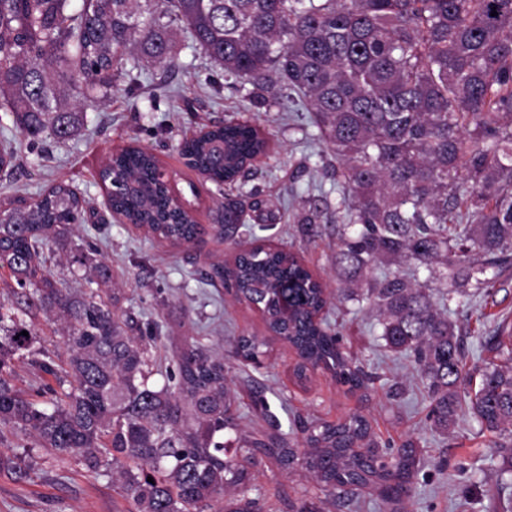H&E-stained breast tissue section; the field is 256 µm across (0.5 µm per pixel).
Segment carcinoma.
Wrapping results in <instances>:
<instances>
[{
  "label": "carcinoma",
  "mask_w": 512,
  "mask_h": 512,
  "mask_svg": "<svg viewBox=\"0 0 512 512\" xmlns=\"http://www.w3.org/2000/svg\"><path fill=\"white\" fill-rule=\"evenodd\" d=\"M182 31L226 72L266 89L281 81L306 102L314 137L336 158V212L355 226L336 243L337 275L357 288L379 262L414 261L411 272L370 280L355 298L377 309L386 347L413 356L432 427L448 431L467 407L498 435L502 471L511 473L512 346L486 338L501 363L464 388L472 374L450 314L458 288L491 287L512 253V0H0V110L30 139L71 140L84 126V101L109 99L135 71L171 69ZM269 148L265 134L237 121L185 140L182 155L224 184ZM14 161L12 142L0 141V170ZM157 169L135 146L111 155L101 172L109 206L152 237L184 245L197 222ZM86 204L59 182L0 205V280L18 287L13 306L0 304V426L96 473L112 466L131 512H210L219 502L220 512H262L249 496L258 453L301 465L330 491L371 486L404 512L414 441L381 454L360 414L303 426L300 449L275 430L244 431L224 356L192 338L176 348V369L155 365L158 337L121 311L112 267L92 243L77 248L75 262L99 288L61 287L45 249L68 246ZM248 208L260 202L224 200L227 234L238 235ZM235 244L234 266H215L209 278L262 308L297 352V377L322 368L351 390L370 383L315 320L326 306L320 281L292 254ZM434 264L448 268L452 284L438 303L417 280ZM286 290L293 311L285 319ZM16 309L66 323V363L31 360L55 384L28 395L9 368L32 355L37 331ZM262 347L255 336L235 341L237 356L257 367Z\"/></svg>",
  "instance_id": "obj_1"
}]
</instances>
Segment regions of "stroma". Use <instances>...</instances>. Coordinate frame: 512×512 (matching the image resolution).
Returning <instances> with one entry per match:
<instances>
[{
	"label": "stroma",
	"mask_w": 512,
	"mask_h": 512,
	"mask_svg": "<svg viewBox=\"0 0 512 512\" xmlns=\"http://www.w3.org/2000/svg\"><path fill=\"white\" fill-rule=\"evenodd\" d=\"M276 105L266 91L227 74L189 39H182L178 65L170 71L149 69L121 82L110 99L85 103L84 129L75 139L30 144L9 121L0 122V139L17 141L12 172H0V197L17 192L34 195L52 182H65L90 202L94 213H106L103 188L94 174L113 151L134 144L155 154L175 176L176 187L195 205L199 223H210L225 197L254 193L262 210L247 211L240 236L247 243L291 249L325 284L329 303L323 312L337 333L342 351L373 377L368 388L347 391L329 371L311 372L301 383L293 375L295 350L272 336L262 314L238 302L206 275L214 262L232 264L233 251L213 237L197 244L173 246L144 230L109 219L81 225L74 243L98 242L111 262L123 294L122 306L139 322L163 327L152 354L171 360V342L200 338L222 355L231 372L230 387L240 404V426L264 425L274 415L283 433L300 439V424L339 423L350 415L367 417L380 447L414 440L417 470L405 499L406 512H512V477L501 476L502 460L493 434L473 417H460L454 430H434L412 362L388 351L380 337L377 313L347 299L336 279L332 251L347 228L336 216V159L313 139L309 113L288 88L277 86ZM231 120L248 121L273 135L268 153L245 177L216 184L189 169L180 145L196 132ZM322 212L306 223L311 205ZM274 223H267V215ZM463 341V363L482 369L497 356L485 337L512 330V269L494 287L468 296L451 316ZM255 336L266 343L262 368L243 364L234 355V340ZM0 454L15 470L0 469V512H130L111 476L89 472L75 461L60 459L18 431L0 436ZM253 495L269 512H288L287 502L315 504L322 512H392L368 488L341 499L324 492L301 468L281 469L261 457L255 468Z\"/></svg>",
	"instance_id": "obj_1"
}]
</instances>
